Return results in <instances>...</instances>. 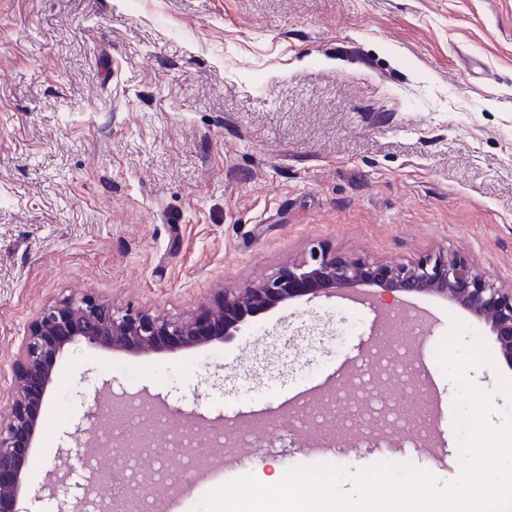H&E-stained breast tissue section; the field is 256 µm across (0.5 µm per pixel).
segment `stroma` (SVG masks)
Returning a JSON list of instances; mask_svg holds the SVG:
<instances>
[{"instance_id":"1","label":"stroma","mask_w":512,"mask_h":512,"mask_svg":"<svg viewBox=\"0 0 512 512\" xmlns=\"http://www.w3.org/2000/svg\"><path fill=\"white\" fill-rule=\"evenodd\" d=\"M407 262L466 255L512 284V0H0V419L12 365L46 304L87 293L181 318L317 246ZM414 345L438 404L431 455L412 438L269 456L266 474L387 461L449 480L459 445L440 362L452 323L484 343L471 378L512 408V369L488 327L423 295ZM370 333L336 297L279 305L226 342L129 354L76 341L59 357L25 468L20 512H58L43 487L88 472L62 449L90 412L138 392L211 421L320 383ZM214 447L183 498L192 512L242 476Z\"/></svg>"}]
</instances>
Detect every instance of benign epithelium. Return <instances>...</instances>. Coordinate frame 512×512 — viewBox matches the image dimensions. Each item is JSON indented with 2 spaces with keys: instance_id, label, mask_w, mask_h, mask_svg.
<instances>
[{
  "instance_id": "7a95c632",
  "label": "benign epithelium",
  "mask_w": 512,
  "mask_h": 512,
  "mask_svg": "<svg viewBox=\"0 0 512 512\" xmlns=\"http://www.w3.org/2000/svg\"><path fill=\"white\" fill-rule=\"evenodd\" d=\"M364 287L402 304L434 295L460 307L489 327L503 361L512 368V286L499 284L460 254L392 264L322 247L311 252L310 259L285 266L272 277L243 288L218 289L211 303L179 319L133 308L116 310L90 294L72 295L39 311L13 363L19 389L11 415L0 421V512H18L40 411L56 361L68 344L82 340L112 351L177 352L226 341L248 319L297 298L373 299V294L361 292ZM163 490V483L133 485L113 510L141 512L142 504L158 500Z\"/></svg>"
}]
</instances>
